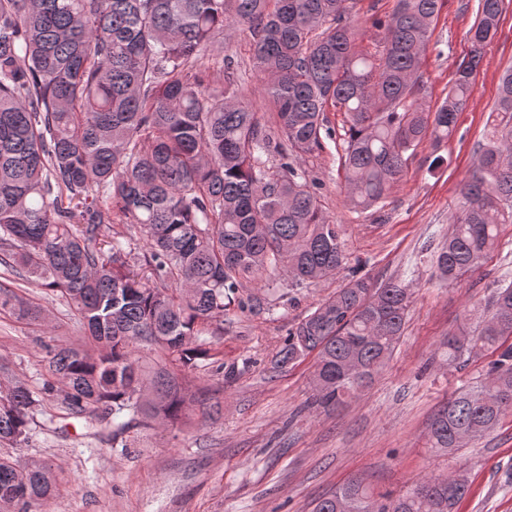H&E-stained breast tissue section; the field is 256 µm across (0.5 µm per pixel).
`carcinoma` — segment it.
Wrapping results in <instances>:
<instances>
[{
  "instance_id": "1",
  "label": "carcinoma",
  "mask_w": 512,
  "mask_h": 512,
  "mask_svg": "<svg viewBox=\"0 0 512 512\" xmlns=\"http://www.w3.org/2000/svg\"><path fill=\"white\" fill-rule=\"evenodd\" d=\"M443 3L395 0L367 43L351 18L354 0H0V266L64 300L94 344L45 346L37 392L17 379L0 387L1 448L26 444L46 400L100 423L125 411L179 420L195 395L163 372L144 388L137 343L193 368L211 358L207 337L224 335L225 311L261 310L249 286L274 295L345 268L341 225L296 161L337 138L326 113H343L346 197L356 210L381 209L408 152L452 139L505 0H478L470 49L432 112L422 65ZM237 27L251 34L262 95L275 105L268 125L211 81V67L232 66L211 55L216 38ZM494 111L433 255L450 285L512 224V66ZM114 215L124 231L112 230ZM411 296L405 284L351 276L288 328L272 369L313 354L316 405L343 404L392 357ZM2 312L50 331L41 308L1 288ZM480 318L477 334L439 343L455 369L484 351L496 358L432 418L437 452L512 415V284L493 292ZM55 490L50 465L0 456V499L12 496L13 512L46 505ZM466 493L454 474L431 476L379 503L352 479L313 512H455Z\"/></svg>"
}]
</instances>
